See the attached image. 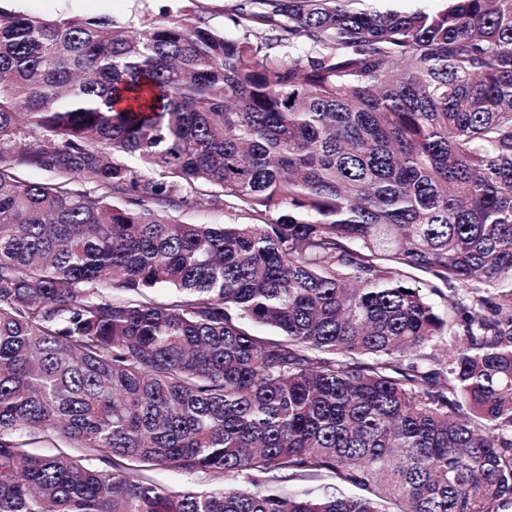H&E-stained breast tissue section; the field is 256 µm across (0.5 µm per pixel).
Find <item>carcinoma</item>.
Listing matches in <instances>:
<instances>
[{
	"label": "carcinoma",
	"mask_w": 512,
	"mask_h": 512,
	"mask_svg": "<svg viewBox=\"0 0 512 512\" xmlns=\"http://www.w3.org/2000/svg\"><path fill=\"white\" fill-rule=\"evenodd\" d=\"M249 2L0 10V512H512V0ZM242 1L198 0L193 5L191 0H5L0 6L8 11L29 14L105 17L117 26L132 23L141 27L143 23L159 18L167 9L175 17L185 7L198 5L209 27L229 38H242L245 30L234 24ZM369 8L384 11L387 9L415 10L422 9L436 11L442 8L446 1L444 0H364ZM179 219L186 223L206 222L208 224H227L230 223L229 215L224 213L222 207L214 208L206 205L202 207H187L180 210ZM415 275L417 277L416 279L424 284H419L423 293L431 300L439 311L446 313L448 296H451L454 292L445 288L443 285H439L441 287L439 291H433L430 287L434 285V282L430 278L422 273H416ZM145 476L174 490L206 489L213 487V478L202 471L188 472L175 468L157 466L144 472ZM335 481L327 473H319L317 475L293 476L284 478L282 485L287 486L289 490L302 491L306 489L318 490L323 487L332 486Z\"/></svg>",
	"instance_id": "carcinoma-1"
}]
</instances>
